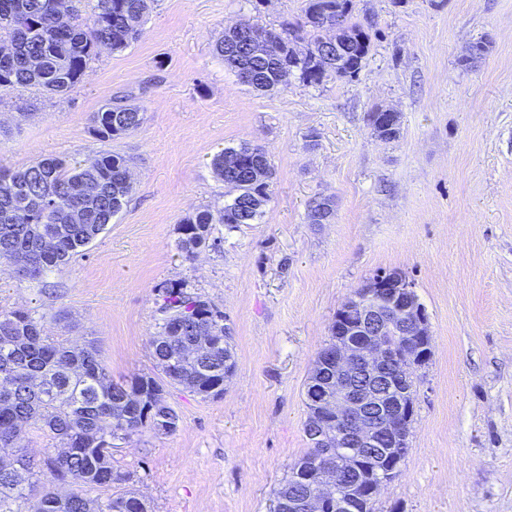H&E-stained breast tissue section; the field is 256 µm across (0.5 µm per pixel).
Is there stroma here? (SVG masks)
Listing matches in <instances>:
<instances>
[{
    "mask_svg": "<svg viewBox=\"0 0 512 512\" xmlns=\"http://www.w3.org/2000/svg\"><path fill=\"white\" fill-rule=\"evenodd\" d=\"M307 0H154L142 36L100 53L67 95L0 88V165L130 160L132 192L61 271L18 281L0 263V309L26 308L61 340H95L113 382L154 366L160 289L181 282L224 311L236 368L218 398L170 389L175 433L112 452L152 512H270L305 456L304 386L337 309L401 272L430 321L409 452L376 512H512V0H354L371 51L350 80L261 92L215 50L226 26L302 19ZM486 50L471 58V47ZM142 125L100 141L108 101ZM397 112L385 141L368 115ZM262 146L274 168L256 224L193 261L180 222L229 195L214 154ZM334 200L327 224L312 201Z\"/></svg>",
    "mask_w": 512,
    "mask_h": 512,
    "instance_id": "obj_1",
    "label": "stroma"
}]
</instances>
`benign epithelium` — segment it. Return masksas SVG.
Returning a JSON list of instances; mask_svg holds the SVG:
<instances>
[{
  "mask_svg": "<svg viewBox=\"0 0 512 512\" xmlns=\"http://www.w3.org/2000/svg\"><path fill=\"white\" fill-rule=\"evenodd\" d=\"M243 29L240 54L256 57L266 40L265 29ZM326 39L306 57L309 65L330 61L348 66L347 40L339 25H328ZM432 334L428 314L413 286L399 272L370 278L336 311V338L319 352L305 386L311 413L309 447L322 452L313 458L316 489L302 499L275 503L273 512H355L354 503L376 498L388 477L396 474L408 447L412 403L405 382L430 358ZM377 448L376 461L386 471L365 483L344 473L338 456L349 459Z\"/></svg>",
  "mask_w": 512,
  "mask_h": 512,
  "instance_id": "1",
  "label": "benign epithelium"
}]
</instances>
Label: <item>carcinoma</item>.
I'll list each match as a JSON object with an SVG mask.
<instances>
[{"mask_svg":"<svg viewBox=\"0 0 512 512\" xmlns=\"http://www.w3.org/2000/svg\"><path fill=\"white\" fill-rule=\"evenodd\" d=\"M55 2L0 0V45L11 46L9 53L0 54V88L66 95L85 75L99 47L117 51L141 37L152 0H69L65 9ZM352 16L351 11L338 15L329 10L325 0H308L304 18L309 27L298 37L316 42L325 20L341 19L350 31L359 68L369 54L371 36ZM268 33L266 57L250 62L255 71L248 83L252 88H286L293 78L318 85L331 74L338 79L358 74L331 64L318 72L308 65L290 67V28ZM231 40L230 32H224L215 50L237 74ZM143 121V112L129 114L127 106L110 102L92 116L91 132L108 141L132 133ZM238 152L239 169L224 170L225 157ZM211 166L224 180L231 200L183 220L189 228L178 247L189 259L220 242L214 236L215 225L240 227L231 221L240 198L271 192L273 167L258 146L226 148L213 156ZM128 170V158L110 152L84 164L46 157L24 169L0 168V260L24 281L40 279L83 254L125 205L132 187ZM333 206L329 198L313 201L310 223H327ZM162 293L164 317L150 337L159 374H145L125 385L112 382L94 342L54 340L42 319L29 310H0V448L18 447L23 428L29 426L67 449L38 462L19 455L27 474L23 483L12 478V462L0 463V512H14L11 505L20 500L31 503L28 512H150V502L133 488L104 501L87 497L84 489L132 481L131 474L112 466L114 442L177 431L179 415L168 404L165 387L179 386L203 398L221 396L224 359L233 358L232 336L224 334V311L204 295L186 291L182 283H167ZM201 334L210 337V347L193 356L190 348ZM58 484L76 489L61 495ZM301 493L306 489L297 483L292 468L276 499Z\"/></svg>","mask_w":512,"mask_h":512,"instance_id":"carcinoma-1","label":"carcinoma"}]
</instances>
